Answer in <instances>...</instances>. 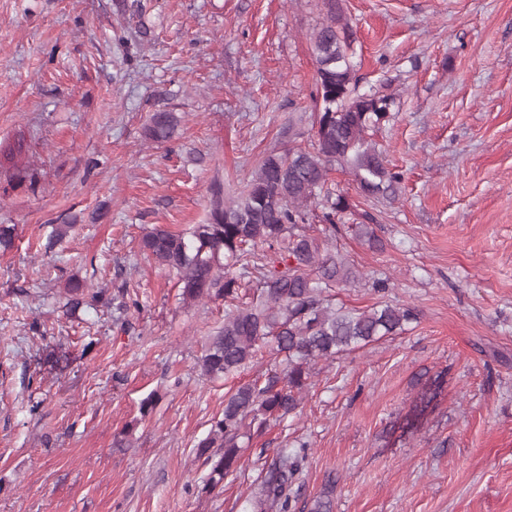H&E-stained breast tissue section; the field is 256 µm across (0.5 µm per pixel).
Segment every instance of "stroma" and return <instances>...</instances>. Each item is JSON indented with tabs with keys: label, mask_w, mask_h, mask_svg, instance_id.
<instances>
[{
	"label": "stroma",
	"mask_w": 512,
	"mask_h": 512,
	"mask_svg": "<svg viewBox=\"0 0 512 512\" xmlns=\"http://www.w3.org/2000/svg\"><path fill=\"white\" fill-rule=\"evenodd\" d=\"M359 93L395 105L373 139L402 179L368 202L328 185L382 242L310 234L360 271L336 303L413 308L395 335L321 359L298 409L240 451L222 492L195 452L226 378L197 361L224 315L184 301L140 249L205 222L272 150L310 146L324 0H0V142L34 189L0 196V512H276L262 478L307 445L298 505L333 512H512V0H336ZM159 110L172 142L145 141ZM72 230L52 250V225ZM124 294L63 312L69 278ZM387 289L375 291L373 282Z\"/></svg>",
	"instance_id": "obj_1"
}]
</instances>
